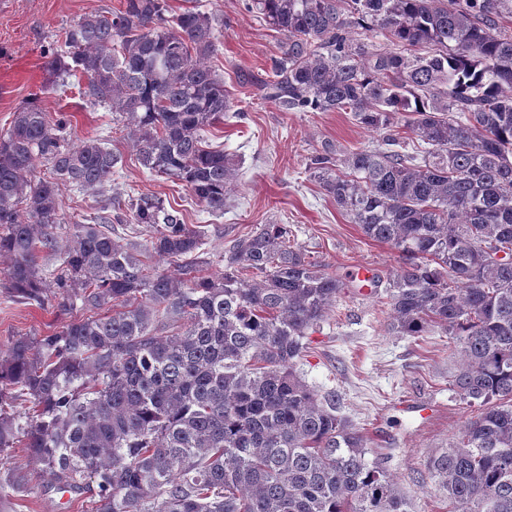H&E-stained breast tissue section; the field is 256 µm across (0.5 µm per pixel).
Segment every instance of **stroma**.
I'll return each instance as SVG.
<instances>
[{
  "instance_id": "35a3bbf8",
  "label": "stroma",
  "mask_w": 512,
  "mask_h": 512,
  "mask_svg": "<svg viewBox=\"0 0 512 512\" xmlns=\"http://www.w3.org/2000/svg\"><path fill=\"white\" fill-rule=\"evenodd\" d=\"M205 12L224 22L210 64L223 79L231 108L223 124L207 137L223 146L236 165L224 214L212 216L185 184L143 167L106 107L83 98L78 77L55 79L43 51L63 28L82 15L118 8L120 0H0V131L30 98L43 111L72 117V141L107 139L123 157L112 176V189L123 199L152 197L181 210L184 221L204 230L209 274L223 272L232 241L265 224H283L317 268L342 275L372 268L378 284L372 294L349 289L336 302L319 332L310 337L296 369L317 391L334 392L338 415L366 438L371 458L381 460L406 496L408 512H445L437 480L428 469L432 455L455 438L470 408L453 398L448 377L458 358L448 338L432 330L399 336L388 327L382 283L399 266L396 252L367 238L337 210L334 201L310 178V155L324 142L338 148H372L382 135L360 127L347 112H283L263 95L270 60L279 36L246 0H201ZM59 241L72 222L89 223L99 212L95 199L80 190L61 189ZM60 290H44L41 302H23L0 287V355L19 338L52 333L69 319L58 307ZM0 512H67V494L4 488Z\"/></svg>"
}]
</instances>
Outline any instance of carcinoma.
<instances>
[{
  "instance_id": "1",
  "label": "carcinoma",
  "mask_w": 512,
  "mask_h": 512,
  "mask_svg": "<svg viewBox=\"0 0 512 512\" xmlns=\"http://www.w3.org/2000/svg\"><path fill=\"white\" fill-rule=\"evenodd\" d=\"M123 0L85 14L51 48L58 79L128 119L143 167L183 181L216 216L234 164L203 131L230 102L208 65L224 23L195 6ZM280 35L265 96L285 112H349L386 131L374 148L326 142L310 176L349 223L396 251L390 329L438 328L473 409L429 469L449 512H512V0H250ZM71 116L29 103L0 133V254L10 292L41 301V255H59V306L75 316L0 357L30 397L27 428L0 408V453L24 433L36 474L82 495L80 512H407L366 439L296 370L347 283L265 224L224 273L204 232L152 198L109 196L60 244V186L103 194L121 156L70 144ZM420 140L414 152L405 134ZM48 176L32 178L37 166ZM152 233L121 244L127 220ZM188 262L180 278L153 258Z\"/></svg>"
}]
</instances>
